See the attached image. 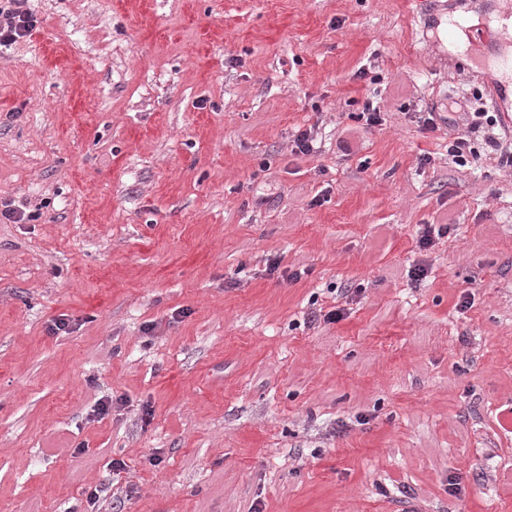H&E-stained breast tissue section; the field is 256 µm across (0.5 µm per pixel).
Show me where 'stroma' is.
I'll return each instance as SVG.
<instances>
[{"label": "stroma", "instance_id": "stroma-1", "mask_svg": "<svg viewBox=\"0 0 512 512\" xmlns=\"http://www.w3.org/2000/svg\"><path fill=\"white\" fill-rule=\"evenodd\" d=\"M499 5L32 0L0 50V202L40 213L0 222V512H512V167L481 131L448 155L449 97L512 119Z\"/></svg>", "mask_w": 512, "mask_h": 512}]
</instances>
